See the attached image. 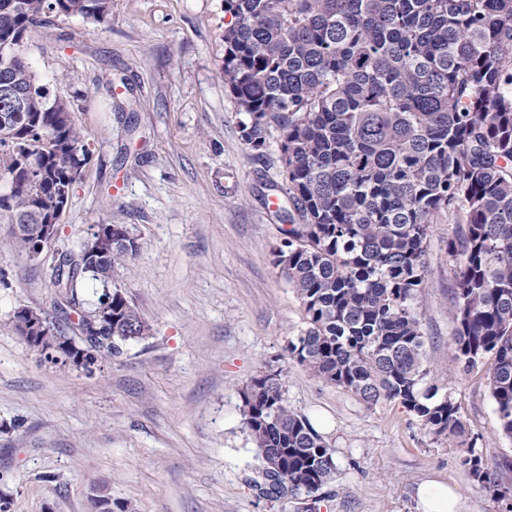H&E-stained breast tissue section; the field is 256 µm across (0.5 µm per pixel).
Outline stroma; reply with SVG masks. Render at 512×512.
Masks as SVG:
<instances>
[{
    "instance_id": "35a3bbf8",
    "label": "stroma",
    "mask_w": 512,
    "mask_h": 512,
    "mask_svg": "<svg viewBox=\"0 0 512 512\" xmlns=\"http://www.w3.org/2000/svg\"><path fill=\"white\" fill-rule=\"evenodd\" d=\"M224 0H112L96 26L53 17L26 54L49 96L70 100L89 159L42 262L0 224V497L9 512H420L436 480L460 512H507L508 501L460 465L456 442L424 429L397 402L370 408L288 355L304 326L296 291L273 263L286 221L273 203L285 178L278 132L253 155L224 85ZM137 242L112 275L149 327L92 371L61 369L15 331L18 308L59 333L75 321L50 284L57 252H79L92 225ZM454 215L430 225L420 299L427 364L459 407L485 471L512 486V439L497 431L485 367L454 358ZM282 370L289 406L332 448L334 480L318 501L260 493L261 462L241 392Z\"/></svg>"
}]
</instances>
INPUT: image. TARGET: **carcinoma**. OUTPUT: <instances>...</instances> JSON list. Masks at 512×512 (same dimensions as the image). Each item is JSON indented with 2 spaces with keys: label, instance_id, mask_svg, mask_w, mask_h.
<instances>
[{
  "label": "carcinoma",
  "instance_id": "cac0c4a2",
  "mask_svg": "<svg viewBox=\"0 0 512 512\" xmlns=\"http://www.w3.org/2000/svg\"><path fill=\"white\" fill-rule=\"evenodd\" d=\"M224 84L258 155L270 128L287 158L292 210L273 262L295 289L305 327L288 355L369 407L398 401L436 436L460 439L461 465L482 468L453 399L429 383L419 297L431 218L457 217L448 240L456 358L491 361L490 397L512 438V0H224ZM105 25L112 0H0V177L10 224H43L65 206L89 158L69 101L51 99L24 51L50 15ZM137 244L112 229V267ZM95 270L61 262L57 307ZM112 324L85 349L112 356L149 327L118 290L102 292ZM261 463L262 493L316 497L336 474L333 453L284 397L282 374L241 392Z\"/></svg>",
  "mask_w": 512,
  "mask_h": 512
}]
</instances>
